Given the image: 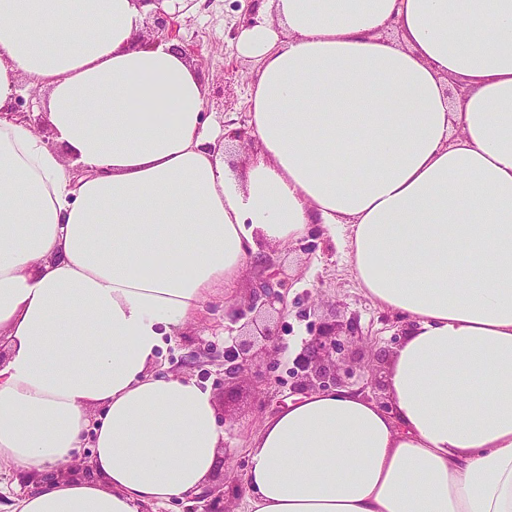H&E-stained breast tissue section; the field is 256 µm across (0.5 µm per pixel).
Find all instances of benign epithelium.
I'll return each mask as SVG.
<instances>
[{"label":"benign epithelium","instance_id":"obj_1","mask_svg":"<svg viewBox=\"0 0 512 512\" xmlns=\"http://www.w3.org/2000/svg\"><path fill=\"white\" fill-rule=\"evenodd\" d=\"M180 12L154 14L157 28L163 32V39L173 38V31L180 26L176 17ZM286 285L281 280H274V275H260L258 282L250 289L246 300V307L251 317L240 326L239 337L235 344L227 350L224 356V383L228 384L237 379L253 364L260 354L282 355L285 348L281 346L279 336V323L271 322L258 324L273 313L282 314V309L276 304H285ZM359 337L357 325L348 321L346 323L319 322L316 332L310 339L304 352L297 358L296 381L293 389L296 392H307L314 389H328L331 387H345V379L352 377L349 369H340L329 361L331 355L342 350L344 343ZM204 503L203 512H225L224 492L217 485H209L194 496Z\"/></svg>","mask_w":512,"mask_h":512}]
</instances>
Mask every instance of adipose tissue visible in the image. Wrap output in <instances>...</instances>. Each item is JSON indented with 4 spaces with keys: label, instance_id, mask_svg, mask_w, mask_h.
<instances>
[{
    "label": "adipose tissue",
    "instance_id": "1",
    "mask_svg": "<svg viewBox=\"0 0 512 512\" xmlns=\"http://www.w3.org/2000/svg\"><path fill=\"white\" fill-rule=\"evenodd\" d=\"M262 8L237 41L260 151L237 170L179 43L138 41L148 0H0V469L42 477L16 512L199 493L214 395L148 368L261 245L316 224L409 320L391 408L330 388L270 416L250 512H512V0ZM24 80L51 139L10 114ZM85 440L93 477L46 479Z\"/></svg>",
    "mask_w": 512,
    "mask_h": 512
}]
</instances>
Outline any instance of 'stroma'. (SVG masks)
<instances>
[{
    "label": "stroma",
    "instance_id": "stroma-1",
    "mask_svg": "<svg viewBox=\"0 0 512 512\" xmlns=\"http://www.w3.org/2000/svg\"><path fill=\"white\" fill-rule=\"evenodd\" d=\"M257 15L254 0H185L179 17L180 43L208 82L204 113L212 126L222 128L232 121L240 127L250 122V89L259 64L239 53L237 40ZM260 253L272 260L287 284L282 315L286 356L274 365L258 357L256 372L245 373L232 386L224 384V351L234 343L239 325L233 317L257 277L259 267L253 264L235 295L207 303L151 366L153 373L183 376L211 388L224 426L222 463L212 479L225 485L229 512H249L244 474L252 440L268 417L296 398L290 368L311 338L310 320L338 314L357 323L361 340L346 344L336 361L352 367L351 389L369 399L374 396L370 379L383 377L388 365L379 351H392L408 325L404 315L369 297L355 275L350 248L343 243H332L317 232L285 246H262Z\"/></svg>",
    "mask_w": 512,
    "mask_h": 512
}]
</instances>
